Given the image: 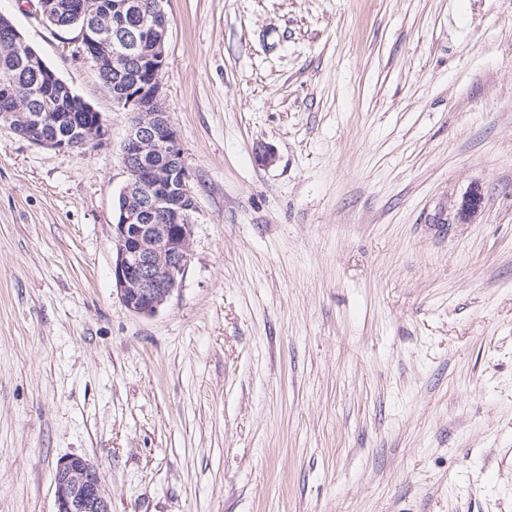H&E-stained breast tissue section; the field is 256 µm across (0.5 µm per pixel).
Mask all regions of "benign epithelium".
Here are the masks:
<instances>
[{
  "instance_id": "7a95c632",
  "label": "benign epithelium",
  "mask_w": 512,
  "mask_h": 512,
  "mask_svg": "<svg viewBox=\"0 0 512 512\" xmlns=\"http://www.w3.org/2000/svg\"><path fill=\"white\" fill-rule=\"evenodd\" d=\"M134 11L144 13L142 26L117 28L108 37L97 24L79 23L71 30V44L96 69H112V97L131 115L121 153L125 182L112 224L113 287L126 310L149 317L179 287L191 263L196 201L182 138L161 94L167 38L161 0H152L147 11L131 0L112 2V12L119 16ZM4 34L24 49L43 90L38 107L27 109L21 106L26 92L1 82L0 122L46 148L77 151L103 145L109 129L101 113L79 97L76 101L92 118L79 123L74 113L58 111L51 93L62 80L7 20ZM53 483L55 512H111L99 470L89 459H59Z\"/></svg>"
}]
</instances>
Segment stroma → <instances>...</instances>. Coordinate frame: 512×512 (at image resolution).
Listing matches in <instances>:
<instances>
[{
	"label": "stroma",
	"instance_id": "1",
	"mask_svg": "<svg viewBox=\"0 0 512 512\" xmlns=\"http://www.w3.org/2000/svg\"><path fill=\"white\" fill-rule=\"evenodd\" d=\"M163 7L197 208L143 317L112 283L130 117L0 0L110 131L0 126V512H54L70 455L111 512H512V0Z\"/></svg>",
	"mask_w": 512,
	"mask_h": 512
}]
</instances>
